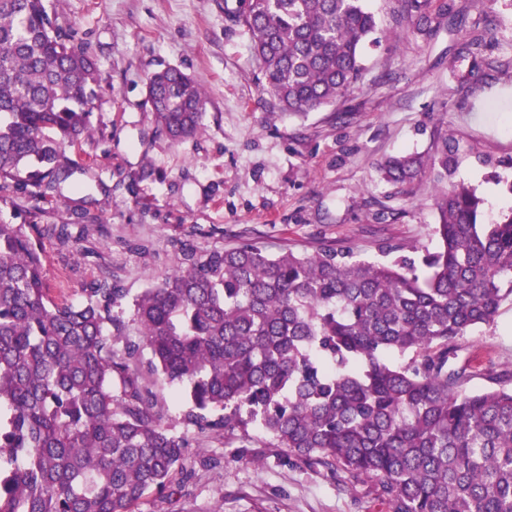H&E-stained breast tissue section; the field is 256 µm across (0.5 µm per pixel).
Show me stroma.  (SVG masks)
<instances>
[{
    "instance_id": "obj_1",
    "label": "stroma",
    "mask_w": 512,
    "mask_h": 512,
    "mask_svg": "<svg viewBox=\"0 0 512 512\" xmlns=\"http://www.w3.org/2000/svg\"><path fill=\"white\" fill-rule=\"evenodd\" d=\"M47 3L97 62L94 135L74 155L81 169L63 199L37 203L0 183V224L39 226L55 300L84 302L85 285L106 270L137 295L175 270L184 243L200 253L348 246L366 259L386 242L433 246L434 182L406 193L377 168L433 153L447 135L455 181L494 215L512 212V0H433L428 36L404 19L402 0H367L381 42L364 51L360 88L345 106L302 119L262 98L251 35L233 19L241 0ZM486 26L494 40L477 56L459 54ZM168 67L191 75L207 101L200 132L180 142L159 133L147 96L151 74ZM49 224L68 225V246ZM457 344L471 364L469 389L512 374V304ZM156 393L163 425L188 441L183 481L132 512H391L377 481L346 485L273 447L256 426L244 447L198 433L174 387Z\"/></svg>"
}]
</instances>
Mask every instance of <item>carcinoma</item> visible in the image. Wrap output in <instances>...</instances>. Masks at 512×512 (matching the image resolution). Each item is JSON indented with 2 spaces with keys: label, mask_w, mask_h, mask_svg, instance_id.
<instances>
[{
  "label": "carcinoma",
  "mask_w": 512,
  "mask_h": 512,
  "mask_svg": "<svg viewBox=\"0 0 512 512\" xmlns=\"http://www.w3.org/2000/svg\"><path fill=\"white\" fill-rule=\"evenodd\" d=\"M431 0H404L419 30ZM272 109L304 115L345 103L378 43L365 0H246ZM493 39L474 32L462 51ZM149 100L174 142L195 136L206 98L177 68L155 73ZM97 64L44 0H0V181L36 201L61 198L91 135ZM443 141L424 157L378 166L408 192L445 183ZM473 189L436 196L435 249L384 244L270 253L251 243L181 262L132 299L140 339L115 312L106 275L86 300L51 299L29 224H0V512H131L184 473L187 440L153 411L134 365L185 390L186 423L245 443L260 422L274 445L351 482L376 479L391 512H512V387L467 392L457 339L512 302V216L485 221Z\"/></svg>",
  "instance_id": "cac0c4a2"
}]
</instances>
